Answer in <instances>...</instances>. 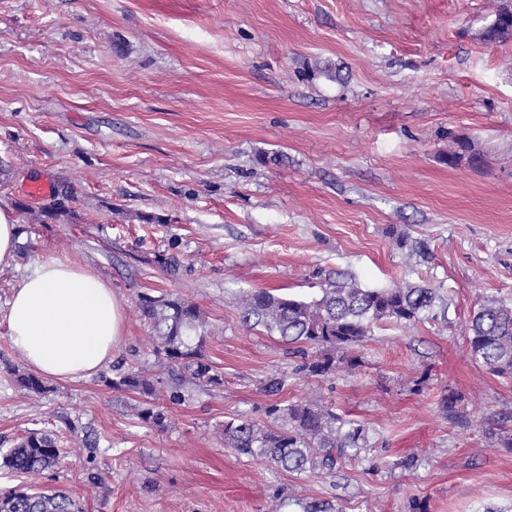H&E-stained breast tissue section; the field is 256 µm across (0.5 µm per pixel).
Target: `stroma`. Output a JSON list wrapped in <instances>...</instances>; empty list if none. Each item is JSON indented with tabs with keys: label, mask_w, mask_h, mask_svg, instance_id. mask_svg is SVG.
Here are the masks:
<instances>
[{
	"label": "stroma",
	"mask_w": 512,
	"mask_h": 512,
	"mask_svg": "<svg viewBox=\"0 0 512 512\" xmlns=\"http://www.w3.org/2000/svg\"><path fill=\"white\" fill-rule=\"evenodd\" d=\"M512 0H0V206L22 242L0 268V448L65 440L51 485L84 512H512V380L472 359L465 325L512 300V42L483 40ZM337 68V79L321 74ZM466 144L468 156L449 163ZM280 164L265 163L273 153ZM68 195L43 224L28 187ZM156 223H146V216ZM91 266L123 306L113 361L156 381L115 389L29 373L4 319L37 258ZM426 284L448 302L376 323L356 373L299 372L242 294L310 302L330 279ZM194 304L223 385L172 375L145 298ZM319 400L375 431L335 473L279 471L224 445L225 420ZM457 396V415L441 406ZM156 404L164 427L138 412ZM418 455L414 470L400 462ZM97 473L98 481L87 478Z\"/></svg>",
	"instance_id": "1"
}]
</instances>
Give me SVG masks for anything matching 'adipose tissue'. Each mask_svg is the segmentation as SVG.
I'll use <instances>...</instances> for the list:
<instances>
[{
  "mask_svg": "<svg viewBox=\"0 0 512 512\" xmlns=\"http://www.w3.org/2000/svg\"><path fill=\"white\" fill-rule=\"evenodd\" d=\"M5 320L28 365L58 380L96 374L125 334L123 308L109 283L90 267L52 255L14 284Z\"/></svg>",
  "mask_w": 512,
  "mask_h": 512,
  "instance_id": "obj_1",
  "label": "adipose tissue"
}]
</instances>
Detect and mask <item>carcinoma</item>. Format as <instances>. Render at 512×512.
Here are the masks:
<instances>
[{
	"mask_svg": "<svg viewBox=\"0 0 512 512\" xmlns=\"http://www.w3.org/2000/svg\"><path fill=\"white\" fill-rule=\"evenodd\" d=\"M484 38L512 41V9L495 13ZM439 295L434 288L395 284L386 288H363L353 277L328 280L321 297L304 302L274 295L266 290L242 296L243 322L250 328L263 327L290 346L303 359L300 370L310 376H329L359 366L355 349L382 320L410 324L435 306ZM142 314L167 332L160 337V349L167 364L182 381L217 386L221 374L206 362L191 332L201 323L197 308L189 303L149 299ZM469 353L493 374L512 379V303L487 302L473 312L467 326ZM317 349L311 356L306 348ZM112 387L140 395L154 394V381L133 366L114 367ZM266 420L233 418L224 422V446L257 458L270 467L288 471L319 470L331 473L343 462L357 461L371 447L372 429L346 419L332 409L312 401L267 404ZM64 448L55 435L32 431L0 457V469L12 476L38 477L59 463ZM0 512H84L80 504L63 491L46 489L28 492L16 488L0 490Z\"/></svg>",
	"mask_w": 512,
	"mask_h": 512,
	"instance_id": "1",
	"label": "carcinoma"
}]
</instances>
